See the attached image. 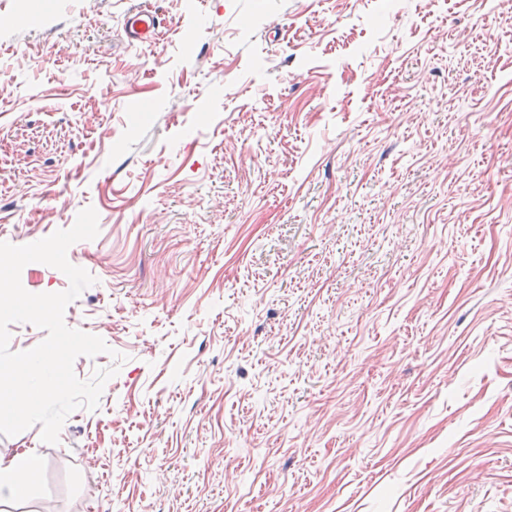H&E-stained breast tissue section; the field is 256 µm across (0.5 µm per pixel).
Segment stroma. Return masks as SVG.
<instances>
[{
	"label": "stroma",
	"instance_id": "stroma-1",
	"mask_svg": "<svg viewBox=\"0 0 512 512\" xmlns=\"http://www.w3.org/2000/svg\"><path fill=\"white\" fill-rule=\"evenodd\" d=\"M30 2L0 242L93 207L64 321L127 360L58 443L0 434L45 461L0 512H512V12ZM160 24L161 21L156 12L133 10L125 20L127 38L133 44L152 42Z\"/></svg>",
	"mask_w": 512,
	"mask_h": 512
}]
</instances>
